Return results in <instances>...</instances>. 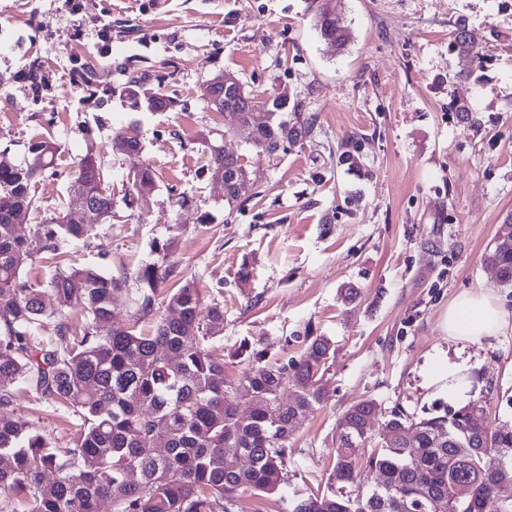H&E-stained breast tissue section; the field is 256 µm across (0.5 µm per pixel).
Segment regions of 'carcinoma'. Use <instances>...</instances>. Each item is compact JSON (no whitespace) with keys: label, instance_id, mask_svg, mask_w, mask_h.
<instances>
[{"label":"carcinoma","instance_id":"obj_1","mask_svg":"<svg viewBox=\"0 0 512 512\" xmlns=\"http://www.w3.org/2000/svg\"><path fill=\"white\" fill-rule=\"evenodd\" d=\"M312 21L337 50L351 43L333 0H315ZM452 38L459 54L483 62L465 27ZM271 98L265 109L246 86L231 96L214 88L205 102L215 112L238 111L274 155L311 136L317 115L286 91ZM58 149L42 140L31 145L27 162L0 166V512H99L104 501L112 502V512H234L246 492L278 493L293 454L294 419L329 399L335 343L309 332L298 356L270 359L243 341L233 356L248 359V368L234 376L220 344L224 305L205 303L189 279L162 289L175 272L164 256L137 268L136 311L126 322L115 318L112 292L128 278L96 264L57 269L45 288L25 280L36 257L98 234L97 225L69 213L34 225L26 236L12 222L32 209V181L54 170ZM139 149L137 137L114 133V152ZM210 172L224 178L228 206L251 200L241 189L249 172L240 156L211 147ZM131 185L128 207L146 201L141 189L153 188V170H137ZM70 191L97 207L101 221L112 218V191L93 153L78 161ZM484 262L512 285V245L494 244ZM47 292L81 307L83 336L67 341L66 314H46ZM46 315L62 344L39 336ZM145 317L152 326L138 328ZM20 385L45 406L80 419L68 446L5 411ZM335 444L326 483L297 500L292 512H512V425L490 427L479 401L416 417L362 399L338 418ZM489 454L500 459V470L487 469ZM227 456H243L248 465L229 469Z\"/></svg>","mask_w":512,"mask_h":512}]
</instances>
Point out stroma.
<instances>
[{"label":"stroma","mask_w":512,"mask_h":512,"mask_svg":"<svg viewBox=\"0 0 512 512\" xmlns=\"http://www.w3.org/2000/svg\"><path fill=\"white\" fill-rule=\"evenodd\" d=\"M335 2L353 32L341 53L313 28L312 0H0V163L24 162L36 141L60 146L55 174L35 179L36 209L19 233L75 207L70 175L86 151L104 163L114 199L96 239L39 256L25 279L43 285L87 262L130 277L159 243L177 267L168 287L191 278L205 301L223 303L225 349L246 339L294 356L308 331L336 343L330 399L299 420L287 485L243 496L238 512H289L325 482L336 420L354 402L417 415L447 403L428 381L441 356L462 365L466 401H483L490 423H512V323L475 342L440 328L463 292H491L512 311V287L483 262L512 213V0ZM460 25L482 65L453 49ZM222 72L260 95L288 88L317 114L313 134L268 155L201 98ZM141 73L136 100L126 87ZM153 93L171 107H149ZM452 100L469 104L479 125L449 112ZM119 128L134 130L138 152L113 154ZM214 145L249 168L256 197L244 206L229 208L208 171ZM345 149L354 164L338 163ZM145 165L155 184L139 212L124 196ZM352 284L360 296L348 305L341 290ZM10 409L62 447L79 423L22 387Z\"/></svg>","instance_id":"35a3bbf8"}]
</instances>
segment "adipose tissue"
<instances>
[{
    "label": "adipose tissue",
    "instance_id": "adipose-tissue-1",
    "mask_svg": "<svg viewBox=\"0 0 512 512\" xmlns=\"http://www.w3.org/2000/svg\"><path fill=\"white\" fill-rule=\"evenodd\" d=\"M512 315L494 296L484 292L461 294L442 317L441 329L449 338L473 340L496 335Z\"/></svg>",
    "mask_w": 512,
    "mask_h": 512
}]
</instances>
